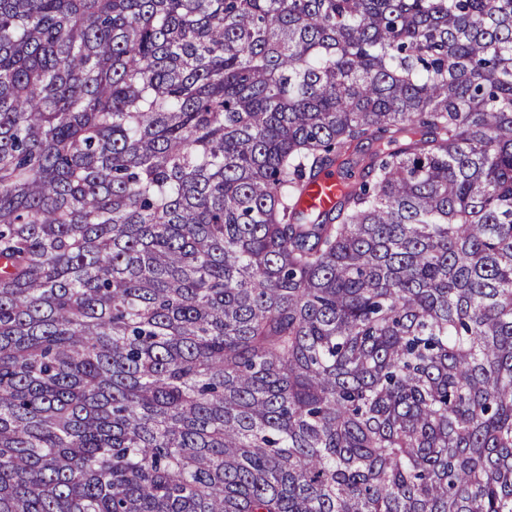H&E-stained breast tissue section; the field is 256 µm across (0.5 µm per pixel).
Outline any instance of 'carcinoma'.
<instances>
[{
  "label": "carcinoma",
  "mask_w": 512,
  "mask_h": 512,
  "mask_svg": "<svg viewBox=\"0 0 512 512\" xmlns=\"http://www.w3.org/2000/svg\"><path fill=\"white\" fill-rule=\"evenodd\" d=\"M0 512H512V0H0ZM339 182L340 178L336 170L322 174L307 187L303 196L304 204L320 210L330 209L339 194Z\"/></svg>",
  "instance_id": "obj_1"
}]
</instances>
